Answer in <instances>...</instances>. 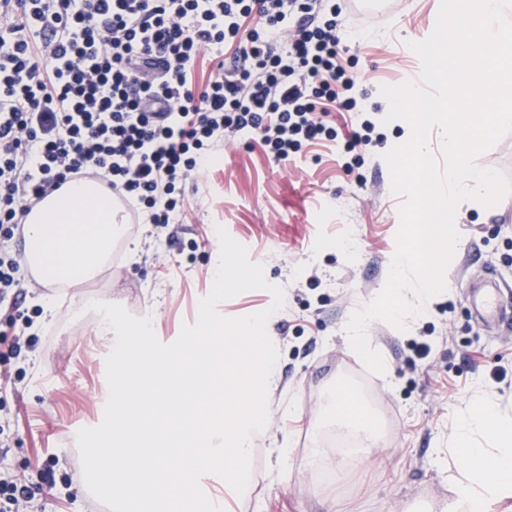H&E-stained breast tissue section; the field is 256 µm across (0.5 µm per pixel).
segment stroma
Instances as JSON below:
<instances>
[{
  "instance_id": "1",
  "label": "stroma",
  "mask_w": 512,
  "mask_h": 512,
  "mask_svg": "<svg viewBox=\"0 0 512 512\" xmlns=\"http://www.w3.org/2000/svg\"><path fill=\"white\" fill-rule=\"evenodd\" d=\"M439 5L391 0L389 12L369 15L338 0L351 94L364 98L374 123L352 174L332 149L306 148L277 163L252 135L232 136L185 185L177 223L131 225L92 280L26 286L17 313L28 326L0 343V374L11 377L0 382V472L27 487L28 512H93L76 433L103 418L110 347L90 303L151 318L158 340L172 343L212 288L220 226L263 264L267 281L283 287L285 302L273 315L277 383L267 426L253 437L249 486L238 495L213 476L201 483L205 494L223 493L227 512H442L454 491L435 460L447 456L459 414L477 394L512 414V312L482 317L471 296L489 279L512 292V194L462 210L448 290L407 330L372 322L369 339L384 373L370 371L342 338L353 312L384 287L400 225L403 198L392 191L383 155L406 128L401 120L384 124L389 104L379 87L416 77L421 62L410 45L434 28ZM416 340L428 343L426 358L414 351ZM499 366L508 371L500 383L492 377ZM340 386L375 415L379 435L346 467L330 448ZM282 447L288 460L277 469ZM316 448L326 449L323 465L336 470L338 483L318 481L310 466Z\"/></svg>"
}]
</instances>
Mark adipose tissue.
Returning a JSON list of instances; mask_svg holds the SVG:
<instances>
[{
    "label": "adipose tissue",
    "mask_w": 512,
    "mask_h": 512,
    "mask_svg": "<svg viewBox=\"0 0 512 512\" xmlns=\"http://www.w3.org/2000/svg\"><path fill=\"white\" fill-rule=\"evenodd\" d=\"M126 234L110 198L88 181L46 198L25 226L29 260L50 284L90 279L113 240ZM450 446L459 460L448 476L454 488L448 512H488L512 498V416L476 397L457 419Z\"/></svg>",
    "instance_id": "obj_1"
}]
</instances>
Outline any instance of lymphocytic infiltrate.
I'll return each instance as SVG.
<instances>
[{
	"label": "lymphocytic infiltrate",
	"instance_id": "obj_1",
	"mask_svg": "<svg viewBox=\"0 0 512 512\" xmlns=\"http://www.w3.org/2000/svg\"><path fill=\"white\" fill-rule=\"evenodd\" d=\"M336 28L324 0H0V299L22 291L23 216L84 175L168 224L225 135L251 133L285 161L335 141L336 110L362 117L347 150L370 144ZM228 46L250 67L218 64L196 85L198 63Z\"/></svg>",
	"mask_w": 512,
	"mask_h": 512
}]
</instances>
